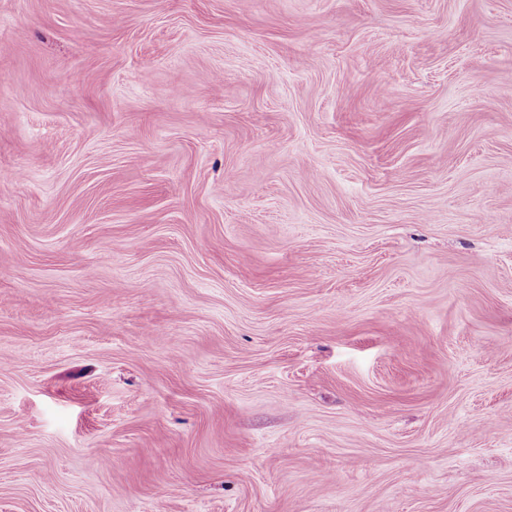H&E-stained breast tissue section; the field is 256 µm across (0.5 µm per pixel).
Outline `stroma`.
Instances as JSON below:
<instances>
[{
  "instance_id": "obj_1",
  "label": "stroma",
  "mask_w": 512,
  "mask_h": 512,
  "mask_svg": "<svg viewBox=\"0 0 512 512\" xmlns=\"http://www.w3.org/2000/svg\"><path fill=\"white\" fill-rule=\"evenodd\" d=\"M1 73L0 512H512V0H0Z\"/></svg>"
}]
</instances>
